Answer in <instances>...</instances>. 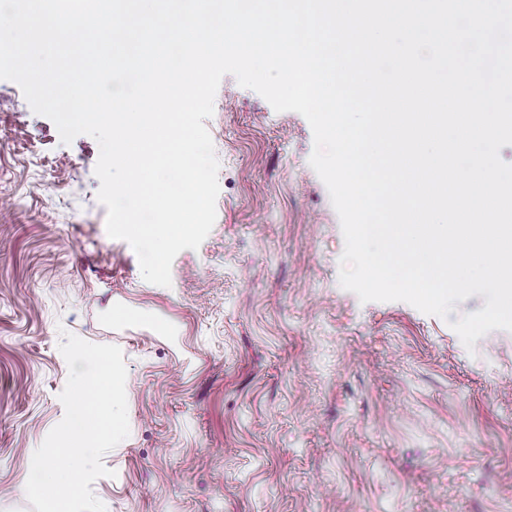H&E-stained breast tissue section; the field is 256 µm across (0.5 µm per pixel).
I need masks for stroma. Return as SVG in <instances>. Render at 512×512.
Instances as JSON below:
<instances>
[{
    "label": "stroma",
    "mask_w": 512,
    "mask_h": 512,
    "mask_svg": "<svg viewBox=\"0 0 512 512\" xmlns=\"http://www.w3.org/2000/svg\"><path fill=\"white\" fill-rule=\"evenodd\" d=\"M205 125L217 217L146 282L106 232L97 141H60L0 80V512H34V451L63 418L60 330L117 345L130 433L106 512H512V331L467 350L448 318L361 302L309 163L313 132L225 75Z\"/></svg>",
    "instance_id": "1"
}]
</instances>
